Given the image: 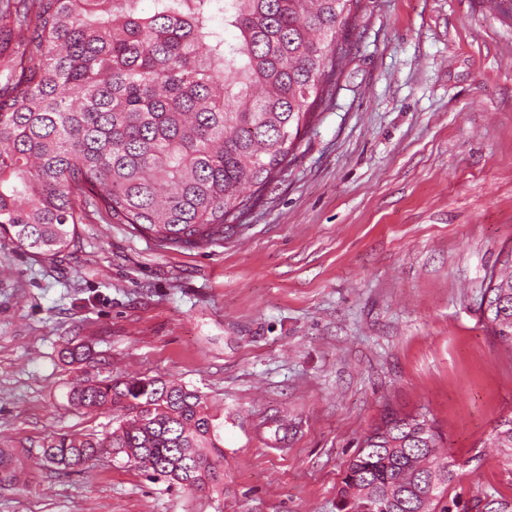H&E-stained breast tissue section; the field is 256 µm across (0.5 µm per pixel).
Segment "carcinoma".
<instances>
[{
  "mask_svg": "<svg viewBox=\"0 0 512 512\" xmlns=\"http://www.w3.org/2000/svg\"><path fill=\"white\" fill-rule=\"evenodd\" d=\"M0 0V235L53 260L89 213L160 246L224 241L288 166L333 95L358 0ZM222 17V27L213 24ZM234 29L236 40L224 32ZM480 310L512 348V250ZM86 410L124 412L105 438L59 434L0 448V488L34 456L73 471L104 454L186 489L223 487L221 425L203 395L158 378L73 388ZM512 461V414L492 430ZM424 416L388 411L359 442L338 489L342 512H472L449 494L463 467ZM487 512H512L488 494Z\"/></svg>",
  "mask_w": 512,
  "mask_h": 512,
  "instance_id": "cac0c4a2",
  "label": "carcinoma"
}]
</instances>
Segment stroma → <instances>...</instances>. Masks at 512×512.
<instances>
[{
	"label": "stroma",
	"instance_id": "35a3bbf8",
	"mask_svg": "<svg viewBox=\"0 0 512 512\" xmlns=\"http://www.w3.org/2000/svg\"><path fill=\"white\" fill-rule=\"evenodd\" d=\"M346 41L333 96L224 242L167 249L93 214L54 260L0 238V445L109 436L118 412L70 388L158 377L218 413L223 491L103 456L28 468L0 512H338L389 409L434 420L464 497L512 490L491 443L512 349L479 311L512 249V0H359ZM67 342L92 360L63 361Z\"/></svg>",
	"mask_w": 512,
	"mask_h": 512
}]
</instances>
